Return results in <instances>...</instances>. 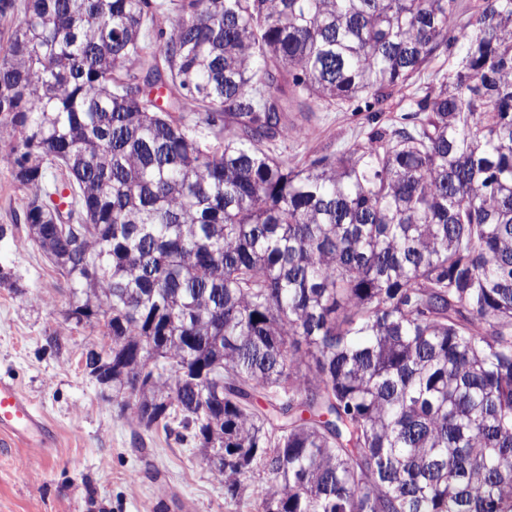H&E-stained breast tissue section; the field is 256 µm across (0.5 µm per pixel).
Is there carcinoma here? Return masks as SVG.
I'll return each mask as SVG.
<instances>
[{
  "instance_id": "cac0c4a2",
  "label": "carcinoma",
  "mask_w": 512,
  "mask_h": 512,
  "mask_svg": "<svg viewBox=\"0 0 512 512\" xmlns=\"http://www.w3.org/2000/svg\"><path fill=\"white\" fill-rule=\"evenodd\" d=\"M459 9L0 0L25 241L112 331L87 365L226 500L256 476V512H512V0ZM440 50L418 123L269 152Z\"/></svg>"
}]
</instances>
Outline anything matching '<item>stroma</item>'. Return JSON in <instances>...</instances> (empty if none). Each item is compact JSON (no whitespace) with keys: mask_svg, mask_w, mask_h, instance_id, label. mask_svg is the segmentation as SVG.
Returning a JSON list of instances; mask_svg holds the SVG:
<instances>
[{"mask_svg":"<svg viewBox=\"0 0 512 512\" xmlns=\"http://www.w3.org/2000/svg\"><path fill=\"white\" fill-rule=\"evenodd\" d=\"M447 67V53H438L389 112L359 99L313 113L274 152L296 164L365 140L389 118L407 114L433 72ZM24 203L9 167L0 164V226L7 230L0 238V375H10L54 426L56 442L23 469L21 447L0 435V512H254L248 502L225 500L223 480L196 448L140 428L132 410H121L111 390L86 373L85 354L104 345L106 331L70 319L72 298L51 263L36 247L17 245L24 228L15 216ZM52 336L60 351L48 349Z\"/></svg>","mask_w":512,"mask_h":512,"instance_id":"1","label":"stroma"}]
</instances>
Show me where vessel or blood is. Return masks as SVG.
<instances>
[{
  "label": "vessel or blood",
  "mask_w": 512,
  "mask_h": 512,
  "mask_svg": "<svg viewBox=\"0 0 512 512\" xmlns=\"http://www.w3.org/2000/svg\"><path fill=\"white\" fill-rule=\"evenodd\" d=\"M0 433L38 450L55 442V430L12 381L0 377Z\"/></svg>",
  "instance_id": "obj_1"
}]
</instances>
